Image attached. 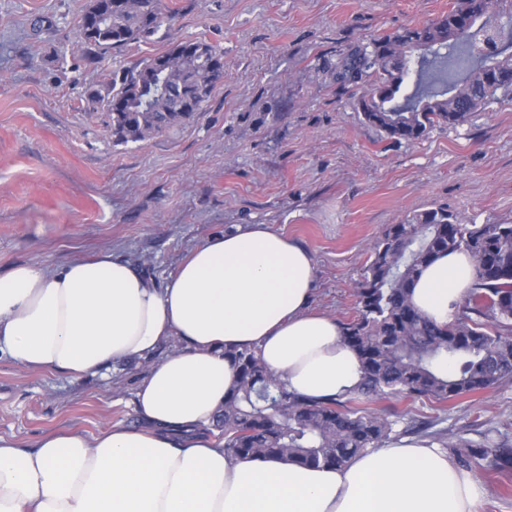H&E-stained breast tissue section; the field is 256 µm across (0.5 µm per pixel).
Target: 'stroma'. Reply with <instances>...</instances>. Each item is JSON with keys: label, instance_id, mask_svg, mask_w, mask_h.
<instances>
[{"label": "stroma", "instance_id": "1", "mask_svg": "<svg viewBox=\"0 0 512 512\" xmlns=\"http://www.w3.org/2000/svg\"><path fill=\"white\" fill-rule=\"evenodd\" d=\"M163 38L74 53L89 0H0V276L113 253L156 284L208 236L266 224L308 248L313 306L344 321L369 245L386 225L432 207L483 224L512 222V100L464 124L395 142L358 108L361 86L336 78L352 48L422 26L456 0H165ZM206 38L224 77L185 127L119 144L88 94L111 73ZM148 361L107 376L28 372L0 358V434L31 443L50 430L93 435L132 425ZM373 409L454 442L497 430L512 443V380L447 406L400 397ZM471 471L480 512H512V470Z\"/></svg>", "mask_w": 512, "mask_h": 512}]
</instances>
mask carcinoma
<instances>
[{"label":"carcinoma","instance_id":"1","mask_svg":"<svg viewBox=\"0 0 512 512\" xmlns=\"http://www.w3.org/2000/svg\"><path fill=\"white\" fill-rule=\"evenodd\" d=\"M95 6L90 0L79 21V39L105 52L152 41L173 18L163 0H112V25H90ZM495 11L511 16L512 2L457 0L430 23L353 50L337 65L336 79L363 85L364 119L396 141L419 140L438 124L460 125L493 101L512 98V54L489 24ZM223 57L205 38L173 42L113 72L104 88L88 94V105L109 113L120 142L167 134L204 110ZM454 251L475 260L476 277L456 320L439 326L413 306L410 292L435 257ZM353 296L355 313L339 325L360 361L361 381L345 401L292 394L256 350L230 352L238 380L214 424L228 456L342 467L383 445L397 424L362 402L402 396L444 404L512 378L511 223L467 224L441 207L409 215L371 245ZM446 359L454 363L450 374L439 367ZM457 461L511 470L512 447L490 430Z\"/></svg>","mask_w":512,"mask_h":512}]
</instances>
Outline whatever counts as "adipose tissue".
Segmentation results:
<instances>
[{
    "mask_svg": "<svg viewBox=\"0 0 512 512\" xmlns=\"http://www.w3.org/2000/svg\"><path fill=\"white\" fill-rule=\"evenodd\" d=\"M315 259L265 224L200 243L156 287L109 252L0 277V355L78 379L134 359L139 427L0 435V512H479L482 488L439 446L400 440L342 467L228 457L211 433L237 382L228 352L257 349L288 392L346 399L361 378L336 319L312 310ZM475 277L463 252L439 255L410 299L452 323ZM181 347L163 358L164 337Z\"/></svg>",
    "mask_w": 512,
    "mask_h": 512,
    "instance_id": "adipose-tissue-1",
    "label": "adipose tissue"
}]
</instances>
